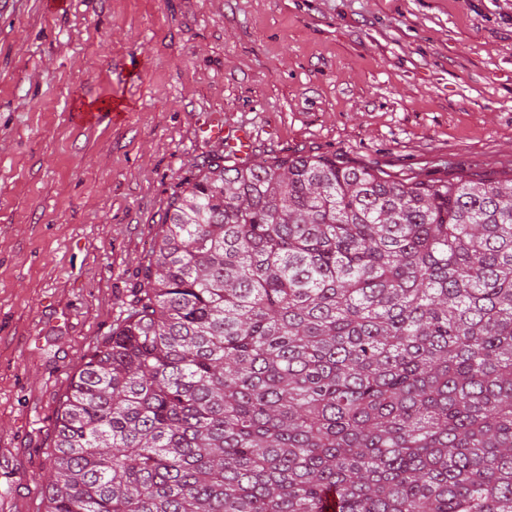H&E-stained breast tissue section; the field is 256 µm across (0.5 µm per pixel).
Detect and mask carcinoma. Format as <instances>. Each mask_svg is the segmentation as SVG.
<instances>
[{"label":"carcinoma","instance_id":"cac0c4a2","mask_svg":"<svg viewBox=\"0 0 512 512\" xmlns=\"http://www.w3.org/2000/svg\"><path fill=\"white\" fill-rule=\"evenodd\" d=\"M186 184L45 512H512V183L221 150Z\"/></svg>","mask_w":512,"mask_h":512}]
</instances>
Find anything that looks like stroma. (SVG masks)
Wrapping results in <instances>:
<instances>
[{
	"label": "stroma",
	"mask_w": 512,
	"mask_h": 512,
	"mask_svg": "<svg viewBox=\"0 0 512 512\" xmlns=\"http://www.w3.org/2000/svg\"><path fill=\"white\" fill-rule=\"evenodd\" d=\"M213 112L256 159L506 182L512 0H0V512H43L57 413Z\"/></svg>",
	"instance_id": "35a3bbf8"
}]
</instances>
